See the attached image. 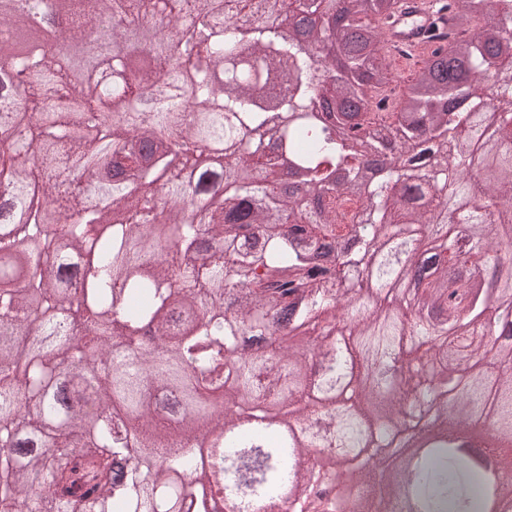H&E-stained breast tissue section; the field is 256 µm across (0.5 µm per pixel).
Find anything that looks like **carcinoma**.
<instances>
[{
	"mask_svg": "<svg viewBox=\"0 0 512 512\" xmlns=\"http://www.w3.org/2000/svg\"><path fill=\"white\" fill-rule=\"evenodd\" d=\"M354 2L21 0L108 46L78 86L0 16V512H512V0H448L391 112L401 0Z\"/></svg>",
	"mask_w": 512,
	"mask_h": 512,
	"instance_id": "cac0c4a2",
	"label": "carcinoma"
}]
</instances>
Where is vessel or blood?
Here are the masks:
<instances>
[{
	"label": "vessel or blood",
	"instance_id": "b4317fda",
	"mask_svg": "<svg viewBox=\"0 0 512 512\" xmlns=\"http://www.w3.org/2000/svg\"><path fill=\"white\" fill-rule=\"evenodd\" d=\"M433 13L429 0H404L397 16L385 27L386 44L395 54L419 57L437 48L431 34Z\"/></svg>",
	"mask_w": 512,
	"mask_h": 512
}]
</instances>
